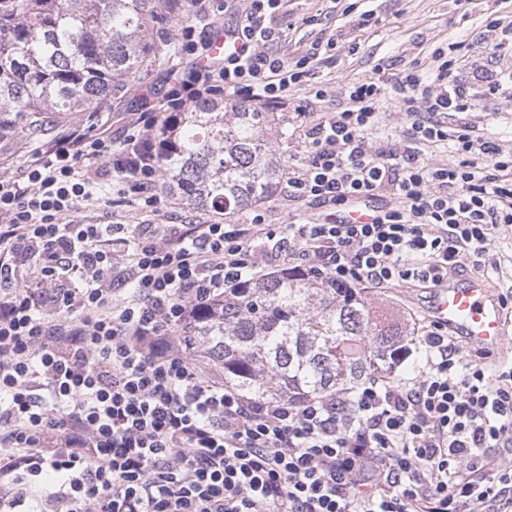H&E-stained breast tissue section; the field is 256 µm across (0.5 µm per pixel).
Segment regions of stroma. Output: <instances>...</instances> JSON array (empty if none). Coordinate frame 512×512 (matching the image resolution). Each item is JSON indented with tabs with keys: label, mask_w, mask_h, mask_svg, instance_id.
I'll list each match as a JSON object with an SVG mask.
<instances>
[{
	"label": "stroma",
	"mask_w": 512,
	"mask_h": 512,
	"mask_svg": "<svg viewBox=\"0 0 512 512\" xmlns=\"http://www.w3.org/2000/svg\"><path fill=\"white\" fill-rule=\"evenodd\" d=\"M494 12L512 13V0H284L279 12L282 37L270 50L293 61L313 43L333 42L330 59L315 78L333 99L354 83L377 78L379 72L390 75L411 66L426 68L432 52L448 42L479 40L485 18ZM236 20V15L225 12L224 0H213L206 17L160 9L148 28L144 67L120 82L99 111L52 115L46 136L1 145L0 177L15 175L38 148L76 128L103 131L113 142L123 141L143 103L163 102L174 83V73L199 64V50H187L180 40L182 26L195 25L210 36ZM447 122L479 127L503 151H512V111L452 114ZM284 123L288 136L274 142V154L284 169L298 171L308 162L303 119L290 111L285 113ZM111 198V185H98L94 198L80 205L79 220L89 224H196L216 219L214 213L167 193L152 207L133 196L115 207ZM481 276L493 292L501 294L512 287V229L502 228L494 237ZM370 296L377 302L387 301L394 313L413 318L417 324L428 321L429 290L401 285L372 289Z\"/></svg>",
	"instance_id": "1"
}]
</instances>
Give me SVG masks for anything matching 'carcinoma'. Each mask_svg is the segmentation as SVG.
I'll return each mask as SVG.
<instances>
[{"label":"carcinoma","mask_w":512,"mask_h":512,"mask_svg":"<svg viewBox=\"0 0 512 512\" xmlns=\"http://www.w3.org/2000/svg\"><path fill=\"white\" fill-rule=\"evenodd\" d=\"M159 0H0V142L38 138L49 112H94L143 61ZM277 112L203 97L164 116L161 174L178 199L232 215L274 193L283 168ZM200 360L251 398L290 399L390 373L417 335L359 288L288 268L227 288L195 321Z\"/></svg>","instance_id":"carcinoma-1"}]
</instances>
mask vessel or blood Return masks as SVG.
Listing matches in <instances>:
<instances>
[{
  "mask_svg": "<svg viewBox=\"0 0 512 512\" xmlns=\"http://www.w3.org/2000/svg\"><path fill=\"white\" fill-rule=\"evenodd\" d=\"M428 314L449 331L462 334L486 349L499 347L512 331V317L508 316L500 297L479 278L435 290Z\"/></svg>",
  "mask_w": 512,
  "mask_h": 512,
  "instance_id": "b4317fda",
  "label": "vessel or blood"
}]
</instances>
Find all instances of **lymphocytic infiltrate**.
I'll return each mask as SVG.
<instances>
[{"instance_id":"1","label":"lymphocytic infiltrate","mask_w":512,"mask_h":512,"mask_svg":"<svg viewBox=\"0 0 512 512\" xmlns=\"http://www.w3.org/2000/svg\"><path fill=\"white\" fill-rule=\"evenodd\" d=\"M247 2L223 64L179 76L168 111L224 92L294 106L325 59L262 51L281 0ZM385 95L405 128L383 145L369 134ZM511 106V15L486 17L481 48L454 41L428 71L349 87L305 127L308 163L288 175L289 201L323 213L280 236L259 213L72 220L105 178L157 203L151 104L122 144L75 131L0 177V512H512V362L489 365L431 321L395 355L416 358L410 373L259 400L204 373L190 322L265 267L341 288H433L481 268L492 230L512 223V154L444 117ZM442 143L454 158L430 161ZM385 196L354 218L359 199Z\"/></svg>"}]
</instances>
